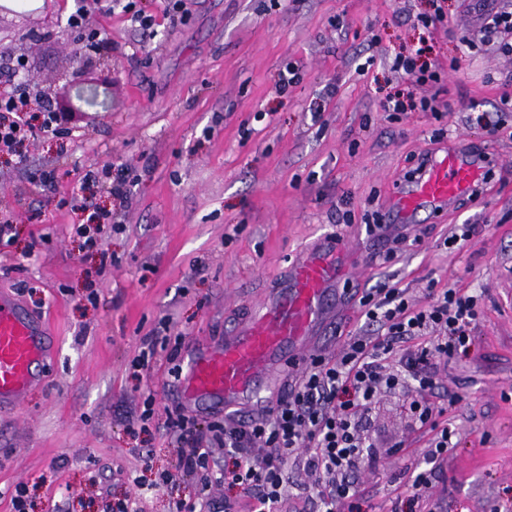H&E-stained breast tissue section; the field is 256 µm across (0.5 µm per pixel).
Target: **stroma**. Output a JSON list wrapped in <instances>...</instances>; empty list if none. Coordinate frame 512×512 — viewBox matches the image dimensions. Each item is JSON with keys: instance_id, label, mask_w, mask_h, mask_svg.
Listing matches in <instances>:
<instances>
[{"instance_id": "obj_1", "label": "stroma", "mask_w": 512, "mask_h": 512, "mask_svg": "<svg viewBox=\"0 0 512 512\" xmlns=\"http://www.w3.org/2000/svg\"><path fill=\"white\" fill-rule=\"evenodd\" d=\"M143 4L155 18L147 31L119 10L87 16L112 45L111 109L31 140L26 166L0 157V207L18 232L0 260V293L57 338L44 385L0 412V512H13L19 484L34 487L33 512H103L126 495L141 512H171L176 496L192 495L189 475L149 489L176 450L165 431H141L144 401L156 421L180 412L207 427L172 368L191 346L233 332L290 259L324 237L346 242L356 267L339 286L355 294L384 282L423 305L432 282L478 296L469 346L441 365L431 394L456 446L427 507L512 512V54L483 32L487 9L512 11V0H443L445 20L430 28L420 20L432 0H186L175 25L162 0ZM27 47L32 81L62 94L63 45ZM415 54L440 66L439 82L419 86L394 69ZM289 66L297 79L278 92ZM394 95H434L448 109L394 120L383 110ZM472 142L492 161L486 192L444 216L420 213L398 246L367 233L372 214L390 221L387 201L421 154ZM92 163L125 165L132 183L124 205L97 192L113 225L95 251L83 249L74 227L87 215L70 202ZM41 171L51 189L34 182ZM462 224L472 236L446 250ZM148 336L158 339L153 367L133 373ZM406 399L401 389L382 396L370 415L379 456L357 475L359 512H409L392 482L423 465L424 444Z\"/></svg>"}]
</instances>
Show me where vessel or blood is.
<instances>
[{
    "instance_id": "1",
    "label": "vessel or blood",
    "mask_w": 512,
    "mask_h": 512,
    "mask_svg": "<svg viewBox=\"0 0 512 512\" xmlns=\"http://www.w3.org/2000/svg\"><path fill=\"white\" fill-rule=\"evenodd\" d=\"M481 151L450 149L429 156L417 178L395 192L387 208L398 225L412 224L419 212H442L473 193L484 178ZM346 250L335 240L301 256L279 288L261 300L254 315L233 335L205 348H191L180 387L186 401L230 414L240 408L267 412L275 404L273 386L289 365L315 352L320 327L343 320L351 304L338 289ZM55 344L46 324L9 294L0 295V410L15 409L34 387Z\"/></svg>"
}]
</instances>
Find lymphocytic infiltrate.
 I'll use <instances>...</instances> for the list:
<instances>
[{
    "label": "lymphocytic infiltrate",
    "instance_id": "obj_1",
    "mask_svg": "<svg viewBox=\"0 0 512 512\" xmlns=\"http://www.w3.org/2000/svg\"><path fill=\"white\" fill-rule=\"evenodd\" d=\"M18 66V60L0 57V79L12 87L0 96V155L23 166L26 144L41 135L62 136L63 119L48 106L30 114L25 91L13 85ZM128 184L122 165L85 171L80 207L89 217L77 228L85 249H97L104 226L112 221L110 211L91 205L89 190L101 189L124 201ZM428 298L427 304H417L405 289L385 283L364 293L359 303L365 332L350 337L336 356H312L270 413L211 424L210 447H203L196 419L183 414L167 418L164 427L182 449L175 469L160 473L156 484L175 486L185 474L197 478L194 496L175 499L173 512H235L229 501L216 510L209 497L215 483L241 488L249 499L248 512H283L290 500L295 512H357L358 490L349 476L371 454L364 438L369 411L379 396L410 380L415 383L407 398L411 417L429 438L426 466L412 472L406 486L412 506L423 505L455 436L447 423L436 420L429 398L438 364L466 350L478 317L476 298L458 289L432 287ZM401 343L404 353L390 363V353ZM215 446L223 448L227 465L214 459ZM295 470L306 476V483L294 482Z\"/></svg>",
    "mask_w": 512,
    "mask_h": 512
}]
</instances>
